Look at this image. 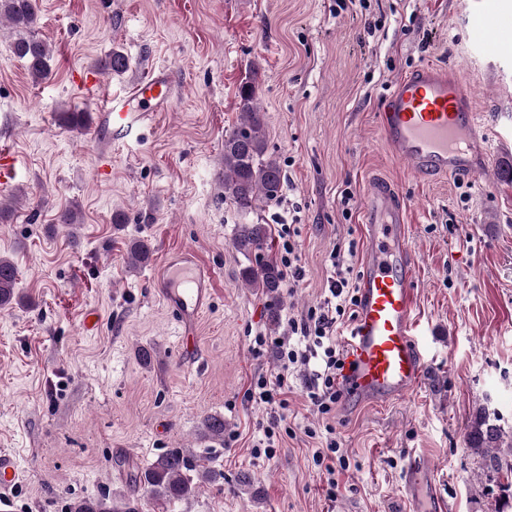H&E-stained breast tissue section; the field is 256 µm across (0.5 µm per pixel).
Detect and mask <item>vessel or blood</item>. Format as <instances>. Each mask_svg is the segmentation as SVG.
<instances>
[{
    "label": "vessel or blood",
    "instance_id": "1",
    "mask_svg": "<svg viewBox=\"0 0 512 512\" xmlns=\"http://www.w3.org/2000/svg\"><path fill=\"white\" fill-rule=\"evenodd\" d=\"M474 45L488 54L512 45V24L494 7L471 22ZM174 97L163 71H154L132 91L96 113L92 136L99 151L115 142L140 139ZM470 87L457 76L424 66L394 84L380 102L378 121L393 155L414 173L459 177L478 170L482 128L471 104ZM370 246L357 297V316L348 345L345 373L351 395L387 403L409 395L421 382L425 361L415 334V277L407 258L403 207L393 205L385 182H371L364 200ZM161 301L185 323L210 305L212 277L188 252L165 261L152 281ZM21 478L16 457L0 452V505ZM414 512H442L430 465L411 456L405 474Z\"/></svg>",
    "mask_w": 512,
    "mask_h": 512
}]
</instances>
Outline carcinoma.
<instances>
[{"mask_svg":"<svg viewBox=\"0 0 512 512\" xmlns=\"http://www.w3.org/2000/svg\"><path fill=\"white\" fill-rule=\"evenodd\" d=\"M37 0H0V20L14 31V53L28 63L39 82L51 72L50 50L33 35L38 24ZM104 70L121 73L129 66L128 58L119 50L98 62ZM240 122L224 138V199L245 218L261 204L280 198L283 187L282 169L276 158L267 155L263 114L256 86L246 81L239 88ZM270 238L266 224H241L235 237L236 250L248 261L240 277L248 288L274 294L283 286L284 272L276 259L264 255ZM151 248L145 240H135L128 250V263L136 267L148 261ZM16 269L10 260L0 258V308L16 298ZM203 434L212 440H224V418L208 415L201 423ZM467 443L473 454L481 457L483 475L488 482L500 479L505 472L512 475V441L504 443L499 426L481 409L468 425ZM223 474L204 467L183 449H172L157 456L140 471L139 482L150 498L160 505H171L194 497L201 486L216 483ZM69 512H140L138 502L122 497L80 499L69 504Z\"/></svg>","mask_w":512,"mask_h":512,"instance_id":"cac0c4a2","label":"carcinoma"}]
</instances>
